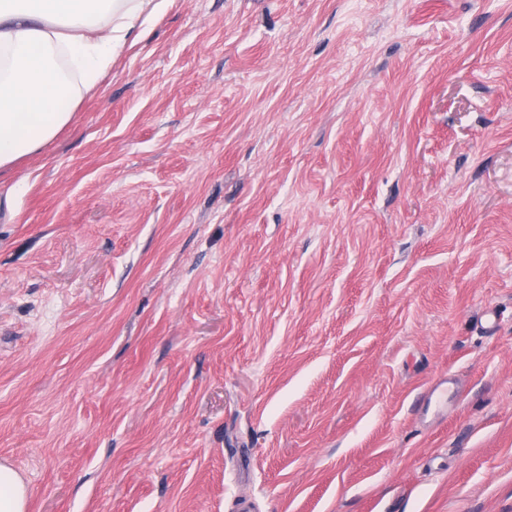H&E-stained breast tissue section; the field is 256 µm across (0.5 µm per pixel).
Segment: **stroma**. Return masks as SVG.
<instances>
[{"label":"stroma","mask_w":512,"mask_h":512,"mask_svg":"<svg viewBox=\"0 0 512 512\" xmlns=\"http://www.w3.org/2000/svg\"><path fill=\"white\" fill-rule=\"evenodd\" d=\"M9 190L27 512H512V0H174Z\"/></svg>","instance_id":"stroma-1"}]
</instances>
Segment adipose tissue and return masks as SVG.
I'll return each instance as SVG.
<instances>
[{
    "mask_svg": "<svg viewBox=\"0 0 512 512\" xmlns=\"http://www.w3.org/2000/svg\"><path fill=\"white\" fill-rule=\"evenodd\" d=\"M173 0H0V172L47 149Z\"/></svg>",
    "mask_w": 512,
    "mask_h": 512,
    "instance_id": "obj_1",
    "label": "adipose tissue"
}]
</instances>
